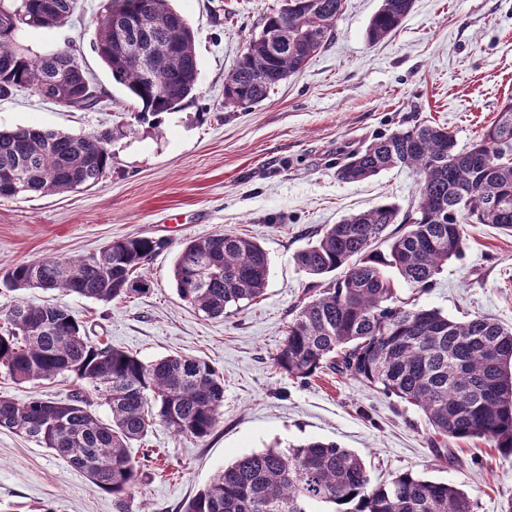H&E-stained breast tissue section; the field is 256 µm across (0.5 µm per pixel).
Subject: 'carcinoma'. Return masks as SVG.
Here are the masks:
<instances>
[{"label":"carcinoma","instance_id":"cac0c4a2","mask_svg":"<svg viewBox=\"0 0 512 512\" xmlns=\"http://www.w3.org/2000/svg\"><path fill=\"white\" fill-rule=\"evenodd\" d=\"M75 0H0V97L30 89L67 110L107 105L88 78L77 47L44 54L19 46L27 28L66 25ZM345 0H285L265 16L259 35L224 78V104L249 109L331 42ZM413 0H381L366 38L394 32ZM96 51L140 106L134 119L156 128L159 116L194 95L199 61L193 27L170 0H109L97 19ZM286 29L295 43L268 52ZM135 133L127 125L83 135L17 127L0 130V197L48 195L97 185L112 167L109 146ZM419 175V200L404 211L377 204L327 226L294 254L297 268L321 280L299 301L274 366L307 380L322 369L363 381L416 407L442 439L486 438L512 454V328L475 315L457 321L398 296L396 279L419 290L464 247L463 225L512 229V100L467 149L433 121L375 138L337 169L356 183L394 167ZM166 243L144 236L116 239L78 258L44 256L3 277L11 291L41 289L102 303L147 293L140 271ZM179 297L207 318L250 305L265 294L269 258L254 239L231 231L185 241L172 270ZM0 371L16 383L67 374L78 390L66 399L0 397V428L51 450L126 508L142 461L128 448L160 422L177 435L205 441L224 407V378L207 361L168 355L144 363L95 343L60 305L15 303L4 314ZM104 401L111 420L91 410ZM474 512L455 485L410 472L372 483L360 457L333 442L311 440L236 457L188 501L183 512Z\"/></svg>","mask_w":512,"mask_h":512}]
</instances>
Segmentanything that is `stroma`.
Returning <instances> with one entry per match:
<instances>
[{"label": "stroma", "instance_id": "35a3bbf8", "mask_svg": "<svg viewBox=\"0 0 512 512\" xmlns=\"http://www.w3.org/2000/svg\"><path fill=\"white\" fill-rule=\"evenodd\" d=\"M105 0H77L71 23L26 29L33 51L76 45L109 95L98 110L66 111L23 90L0 99V128L41 127L84 134L133 122L137 105L94 45ZM284 0H173L192 25L200 61L197 91L159 127L137 126L111 145L101 183L57 195L0 198V276L47 254L86 256L123 236L166 241L144 269L148 293L109 304L0 284V312L17 300L66 306L93 341L143 362L167 355L204 359L224 377V408L207 441L154 424L132 457L156 459L132 491L130 512H182L225 463L268 447L309 440L358 454L373 482L410 471L455 485L475 512H512V455L487 439L450 441L437 456L422 413L396 397L332 372L301 382L272 358L310 279L295 253L325 225L381 202L407 209L418 197L413 170L396 167L360 183L338 181L348 153L377 135L427 120L471 145L512 99V0H413L399 29L366 39L380 0H345L332 41L250 111L225 105L224 78ZM232 231L257 240L269 257L262 300L222 319L196 313L177 294L172 269L182 242ZM460 257L431 288L398 282L401 298L454 320L483 315L512 327V231L464 227ZM71 380L15 383L0 375V397L63 399ZM0 512H119L111 495L49 449L0 429Z\"/></svg>", "mask_w": 512, "mask_h": 512}]
</instances>
